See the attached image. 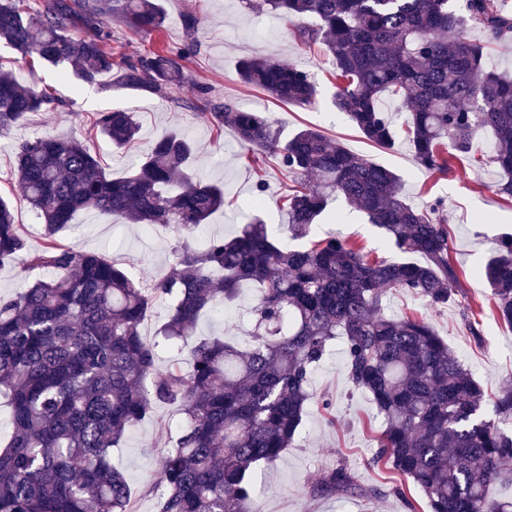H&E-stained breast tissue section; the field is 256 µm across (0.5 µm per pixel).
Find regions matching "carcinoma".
I'll use <instances>...</instances> for the list:
<instances>
[{
	"label": "carcinoma",
	"instance_id": "carcinoma-1",
	"mask_svg": "<svg viewBox=\"0 0 512 512\" xmlns=\"http://www.w3.org/2000/svg\"><path fill=\"white\" fill-rule=\"evenodd\" d=\"M293 22L305 50L331 59L338 111L378 147L395 129L380 111L386 93L409 112L408 135L418 164L448 174L473 150L476 136L494 138L490 161L512 177V77L488 63L492 46L512 39L503 0H260ZM136 33L161 30L158 0H0V42L22 57L64 66L86 82L118 69L121 84L162 95L183 82V53L165 48L117 59L107 47L105 19ZM314 18L308 27L302 20ZM486 34L474 43L463 34ZM83 30L76 36L73 31ZM242 83L275 100L311 107L319 95L308 72L271 57L243 59ZM55 105L47 93L0 71V137L32 112ZM216 131L231 125L238 141L301 178L288 194L287 224L302 245L283 243L256 216L230 238L196 246L190 237L224 207V188L191 172L194 142L167 134L113 179L89 135L36 137L14 149V191L44 224V245L29 252L11 203L0 197V266L24 259L48 269L24 291L0 297V396L11 414L0 439V512H133L131 487L112 467L111 449L158 405H176L179 436L160 457L156 512H261L252 473L288 448L306 417L310 375L341 338L349 380L369 392L384 430L373 436V464L418 487L430 512H512V499L488 495L512 486V385L487 412L483 387L455 351L422 318H394L384 308L390 288L419 293L432 308L456 294L448 259V225L437 208L412 206L400 177L305 127L282 137L262 112L210 104L196 113ZM91 130L117 148L137 139L131 112L96 113ZM367 215L397 257L372 260L335 233L309 238L328 199ZM81 210L132 224L174 228L182 241L172 271L135 283L118 261L60 233ZM421 256L424 262L410 260ZM497 317L512 325V234L499 239L480 270ZM250 282L257 332L241 345L201 337L190 369L156 364L157 348L180 347L198 317L226 306ZM170 300L161 341L142 335L153 301ZM355 489L344 466L321 472L315 491Z\"/></svg>",
	"mask_w": 512,
	"mask_h": 512
}]
</instances>
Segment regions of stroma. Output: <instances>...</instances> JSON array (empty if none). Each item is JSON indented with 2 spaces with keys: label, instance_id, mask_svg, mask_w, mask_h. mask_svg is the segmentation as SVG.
<instances>
[{
  "label": "stroma",
  "instance_id": "obj_1",
  "mask_svg": "<svg viewBox=\"0 0 512 512\" xmlns=\"http://www.w3.org/2000/svg\"><path fill=\"white\" fill-rule=\"evenodd\" d=\"M162 5L165 24L161 32L135 34L112 19L106 21L105 29L115 51L139 56L161 46H184L183 19L190 13L196 16V48L185 63L186 80L164 95L122 88L115 75L83 84L73 74L35 58L21 59L0 44L1 68L12 72L24 86L49 90L57 100L52 111L29 114L0 138V194L9 196L29 249H40L43 226L27 203L11 192L14 146L44 134L84 136L94 113L113 109L135 112L140 133L138 141L126 149L112 148L103 137H95L94 147L107 174L125 175L152 140L180 130L198 146L194 163L197 174L223 183L225 207L195 232V240L234 234L239 225L250 220L255 211L253 202L258 198L263 201L261 213L275 236L290 240L291 233L279 209L291 184L288 175L274 163H254L251 151L239 145L232 127H225L219 134L196 117L206 99L228 102L241 110L266 112L276 120L282 134L314 127L341 141L351 152L393 170L414 206L425 209L442 202L448 222L449 258L459 273L454 301L434 309L420 295L390 289L384 295L386 311L395 317L415 315L426 319L485 391L494 393L502 383H512V325L496 317L491 290L475 274L496 240L512 233V204L496 193L503 176L484 161L494 147L492 135H478L474 142L476 161L457 163L445 175L425 172L407 141L397 140L389 149L377 147L336 109V88L329 75L328 58L299 47L284 16L248 8L244 0H162ZM246 56H270L313 74L320 90L317 106L304 109L280 104L265 92L243 84L237 68ZM328 210L335 214V224L315 225L313 236L333 231L363 248L370 257H392L381 230L369 224L364 214L339 200L331 201ZM61 237L65 242L119 259L133 277L145 284L170 270L178 243L177 234L169 229L155 227L147 231L141 225L94 211L79 212ZM256 295L255 289H242L232 308L202 315L193 336L248 339L255 330L248 311ZM310 388L317 398L330 400L335 423L327 425L319 409L311 408L294 446L275 464L258 468L254 485L263 512H409L406 503L410 500L415 501L418 512H430L418 488H411L408 498H401L392 491L393 474L372 464L376 448L371 436L382 429L383 419L370 394L349 382L342 345H335L313 373ZM176 418V407L156 406L111 452L113 466L123 472L134 492L133 512H154L149 487L157 479L164 446L175 435ZM338 465L352 473L358 493L315 494L313 488L320 472Z\"/></svg>",
  "mask_w": 512,
  "mask_h": 512
}]
</instances>
